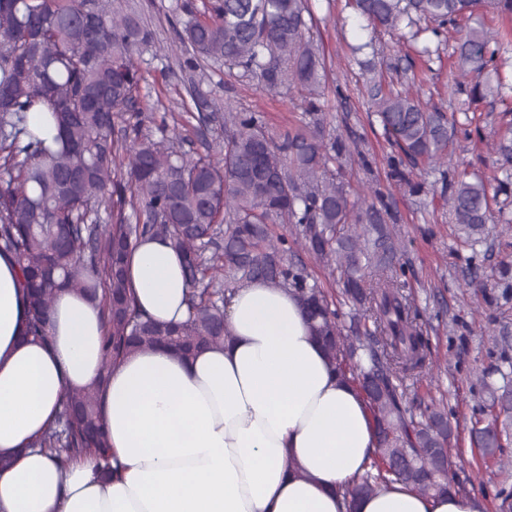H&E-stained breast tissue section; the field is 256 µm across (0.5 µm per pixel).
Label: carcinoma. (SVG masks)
<instances>
[{"label": "carcinoma", "mask_w": 512, "mask_h": 512, "mask_svg": "<svg viewBox=\"0 0 512 512\" xmlns=\"http://www.w3.org/2000/svg\"><path fill=\"white\" fill-rule=\"evenodd\" d=\"M355 4L371 25L385 30H397L404 17L436 37L456 30V80L471 81L470 104L489 97L512 102V79L502 75L512 27L460 26L477 11L511 19L512 0ZM309 14V0H210L177 32L188 64L224 62L269 91L297 90L305 105L302 125L278 140L262 115L236 112L224 143L192 158L145 131L141 116L129 112L142 80L135 55L153 43L137 17L115 0H0V171L7 175L0 180V255L19 267L28 307L24 336L45 340L55 294L71 289L103 296L107 363L158 345L188 357L221 344L229 334L228 289L206 278L208 261L216 260L226 278L294 291L328 359L363 393L377 451L355 481L353 497L395 482L423 495L464 494L448 448V413L427 406L417 420L397 392L396 381L422 371L429 360L426 325L404 293L397 248L382 228L393 219L389 206L381 200L363 207L337 178L347 147L323 131L324 62L311 39ZM370 97L394 148L389 178L413 191L411 169L446 158L455 115L423 106L408 87L378 82ZM30 112L51 113L58 133L50 139L33 133ZM494 153L503 174L501 213L512 207V136L500 139ZM440 175L448 182L454 223L467 236L478 235L492 212L486 185L447 169ZM105 201L112 203V223L99 224ZM278 223L298 226L308 251L340 270L343 295L358 307L349 327L338 321L323 288L309 284L304 268L288 259V239L270 238L269 225ZM144 238L169 241L183 258L190 318L182 325L156 322L134 304L127 257ZM369 268L375 278L367 288ZM500 403L504 419L496 414L474 428L477 445L491 456L512 437V392ZM30 447L60 466L93 455L103 473L119 470L94 389L65 391L54 424Z\"/></svg>", "instance_id": "1"}]
</instances>
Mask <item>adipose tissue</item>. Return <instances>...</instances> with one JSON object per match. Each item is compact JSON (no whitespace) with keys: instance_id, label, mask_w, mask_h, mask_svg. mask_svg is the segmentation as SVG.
Wrapping results in <instances>:
<instances>
[{"instance_id":"adipose-tissue-1","label":"adipose tissue","mask_w":512,"mask_h":512,"mask_svg":"<svg viewBox=\"0 0 512 512\" xmlns=\"http://www.w3.org/2000/svg\"><path fill=\"white\" fill-rule=\"evenodd\" d=\"M138 310L187 317L188 284L169 241L131 250ZM25 302L12 258L0 256V512H347L352 480L376 450L359 391L331 367L290 289L252 281L226 304L230 337L184 361L151 349L106 364L99 300L55 296L47 339L23 338ZM98 386L120 478L94 458L59 468L31 442L66 390ZM473 496H425L399 483L356 512H482Z\"/></svg>"}]
</instances>
